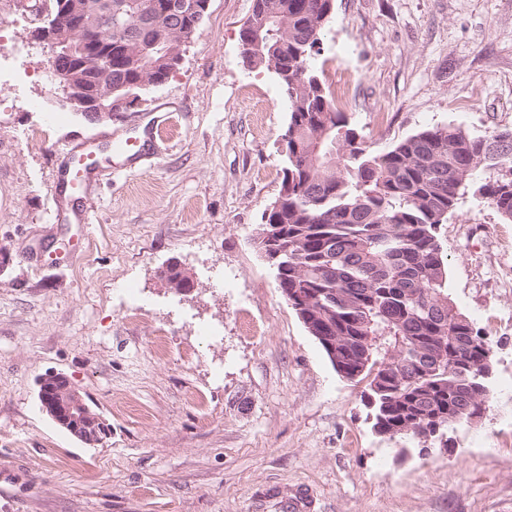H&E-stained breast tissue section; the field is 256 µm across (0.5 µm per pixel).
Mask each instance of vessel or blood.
Wrapping results in <instances>:
<instances>
[{
  "label": "vessel or blood",
  "instance_id": "1",
  "mask_svg": "<svg viewBox=\"0 0 512 512\" xmlns=\"http://www.w3.org/2000/svg\"><path fill=\"white\" fill-rule=\"evenodd\" d=\"M141 150L137 138L129 137L124 141L105 140L100 146L90 147L76 144L69 147L60 162L61 178L54 192L78 201L77 209L68 217L69 223H90L94 213L93 200L90 196L92 185L107 183L112 179L114 169L111 165L113 155L134 156Z\"/></svg>",
  "mask_w": 512,
  "mask_h": 512
}]
</instances>
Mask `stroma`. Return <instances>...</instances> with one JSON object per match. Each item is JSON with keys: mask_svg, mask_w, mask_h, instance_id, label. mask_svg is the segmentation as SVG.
<instances>
[{"mask_svg": "<svg viewBox=\"0 0 512 512\" xmlns=\"http://www.w3.org/2000/svg\"><path fill=\"white\" fill-rule=\"evenodd\" d=\"M252 6L210 0L131 111L50 126L29 107L58 95L39 24L0 0V512H512V223L465 189L440 227L448 294L491 348L487 409L398 457L256 244L288 109L243 61ZM314 64L347 79L337 105L375 153L437 126L512 128V0H333ZM105 132L147 149L96 188L92 223H56L62 151ZM175 264L190 292L168 285ZM130 283L146 325L126 321ZM200 321L222 336L201 344ZM159 325L192 362L155 358ZM49 372L110 424L104 444L42 410Z\"/></svg>", "mask_w": 512, "mask_h": 512, "instance_id": "1", "label": "stroma"}]
</instances>
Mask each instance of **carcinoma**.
<instances>
[{"label":"carcinoma","mask_w":512,"mask_h":512,"mask_svg":"<svg viewBox=\"0 0 512 512\" xmlns=\"http://www.w3.org/2000/svg\"><path fill=\"white\" fill-rule=\"evenodd\" d=\"M112 0L125 26L112 33L114 97L158 63V21L175 29L208 0ZM333 0H253L240 30L242 57L274 70L288 103L281 135L287 166L264 214L276 227L267 249L277 287L311 301L315 334L336 340L344 378L367 381V404L380 434L443 440L448 428L480 417L488 388L479 365L488 342L448 295L447 255L437 230L479 172L478 203L512 222V128L489 133L434 127L373 154L336 106L313 66Z\"/></svg>","instance_id":"obj_1"}]
</instances>
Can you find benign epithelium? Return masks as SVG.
<instances>
[{"label": "benign epithelium", "instance_id": "1", "mask_svg": "<svg viewBox=\"0 0 512 512\" xmlns=\"http://www.w3.org/2000/svg\"><path fill=\"white\" fill-rule=\"evenodd\" d=\"M39 35L52 55V79L61 92V105L92 122L110 120L112 113L138 105L137 91L112 102V0H58L56 22ZM176 271L175 278L164 272L172 288L190 291L193 280L187 269L179 266ZM38 387L42 409L75 438L98 445L111 434L66 376L45 374Z\"/></svg>", "mask_w": 512, "mask_h": 512}]
</instances>
